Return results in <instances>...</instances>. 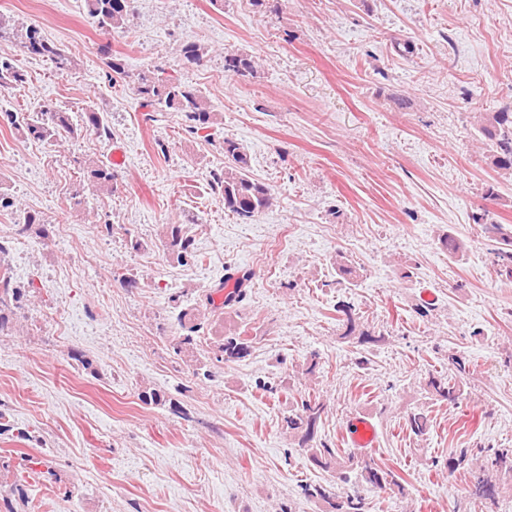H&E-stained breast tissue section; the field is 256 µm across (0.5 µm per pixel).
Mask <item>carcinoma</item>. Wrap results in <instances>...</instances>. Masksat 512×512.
I'll list each match as a JSON object with an SVG mask.
<instances>
[{"label": "carcinoma", "instance_id": "carcinoma-1", "mask_svg": "<svg viewBox=\"0 0 512 512\" xmlns=\"http://www.w3.org/2000/svg\"><path fill=\"white\" fill-rule=\"evenodd\" d=\"M130 2L131 0H86V6L89 16L100 28L112 30L122 27L127 21L130 16ZM21 47L29 54L50 60L61 72L70 67L71 60L65 50L42 38L34 27L26 28L21 35ZM107 67L127 77L148 105L160 112L172 110L181 113L185 121L189 122L191 132L197 134L209 128L212 123L211 107L199 89L172 83L163 84L141 73L131 74L125 70L118 58L107 61ZM254 68L255 61L248 55L231 53L224 56L226 72L243 76L254 72ZM26 82V72L14 60L0 56V87H18ZM5 116L14 130L42 141L61 136L75 138L84 131H95L99 134L108 132L102 115L90 109L75 117L60 109L51 112L34 110L21 122L11 112L5 113ZM480 131L493 142V165L501 170H512V112L492 113L486 118V124L480 127ZM224 154L229 163L224 166V173L214 176V182L221 189L224 209L247 220L269 208L270 190L249 177L248 158L238 144L229 138L224 139ZM88 180L98 191L109 190L112 188V169L99 165L89 171ZM484 228L498 244L494 265L498 267L500 274L512 277V224L491 223L484 225ZM170 236V246L177 251L178 258L183 260L192 254V240L181 237L178 227H171ZM6 252L7 249L0 244V307L10 301H18L21 295L20 289L14 286L10 268L5 263ZM247 350L245 339L239 336L224 338V361L240 359ZM428 386L437 396L450 403L458 398L456 384L442 374L431 377ZM325 410L326 406L321 400L309 399L301 403V407L288 411V416L284 417L286 429L290 433H302V441L307 442L311 440L314 426ZM307 452L312 462L320 467L327 468L334 464L356 472L358 483L369 489H384L388 486L402 488L400 476L372 458L357 459L350 455L343 462L336 449L325 444L320 448H309ZM501 474H512V448H497L486 455L484 462L471 474L470 496L481 502L496 503L497 478ZM304 491L308 497L331 505L334 512H367L366 499L358 492L348 494L335 502L333 498L336 494L321 484L307 485Z\"/></svg>", "mask_w": 512, "mask_h": 512}]
</instances>
